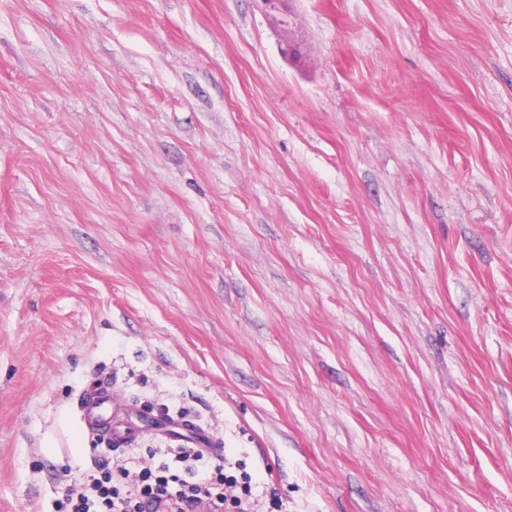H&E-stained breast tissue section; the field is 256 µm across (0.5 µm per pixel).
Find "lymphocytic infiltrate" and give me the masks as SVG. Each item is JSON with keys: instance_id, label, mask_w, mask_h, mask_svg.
<instances>
[{"instance_id": "f902f5d3", "label": "lymphocytic infiltrate", "mask_w": 512, "mask_h": 512, "mask_svg": "<svg viewBox=\"0 0 512 512\" xmlns=\"http://www.w3.org/2000/svg\"><path fill=\"white\" fill-rule=\"evenodd\" d=\"M236 483L225 462L208 465L199 452L181 448L172 459L144 463L140 480L114 487L93 477L70 485L64 500L70 512H252L249 497L226 496Z\"/></svg>"}]
</instances>
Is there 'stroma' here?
I'll use <instances>...</instances> for the list:
<instances>
[{"label": "stroma", "instance_id": "35a3bbf8", "mask_svg": "<svg viewBox=\"0 0 512 512\" xmlns=\"http://www.w3.org/2000/svg\"><path fill=\"white\" fill-rule=\"evenodd\" d=\"M196 431L256 512H512V0H0V512ZM82 419L89 433L108 434L114 443L121 445L129 438L126 430L114 425V403L106 387H99L94 394L87 396L82 403Z\"/></svg>", "mask_w": 512, "mask_h": 512}]
</instances>
